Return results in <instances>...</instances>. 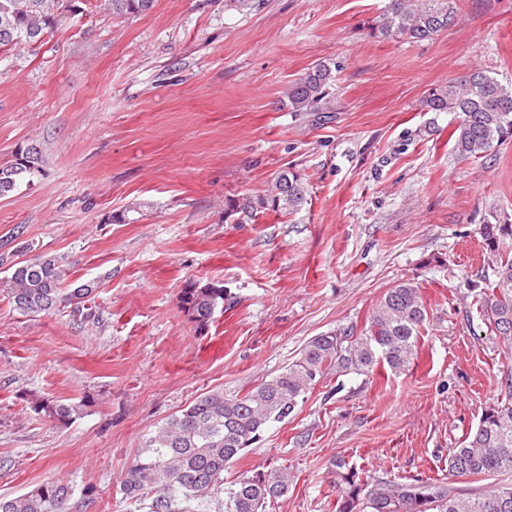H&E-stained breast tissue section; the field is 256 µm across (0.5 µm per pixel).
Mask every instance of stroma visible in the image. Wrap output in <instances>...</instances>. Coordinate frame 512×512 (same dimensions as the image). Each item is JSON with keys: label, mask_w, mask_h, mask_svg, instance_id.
<instances>
[{"label": "stroma", "mask_w": 512, "mask_h": 512, "mask_svg": "<svg viewBox=\"0 0 512 512\" xmlns=\"http://www.w3.org/2000/svg\"><path fill=\"white\" fill-rule=\"evenodd\" d=\"M387 3L155 0L0 56V165L20 145L43 156L33 185L0 198V278L62 258L69 284L97 281L101 316L24 317L0 296V496L60 478L72 512H129L117 486L145 434L211 389L260 385L315 336L362 333L406 281L428 310L408 370L325 373L225 482L282 467L288 494L266 512H336L333 457L439 478L485 409L512 403V353L470 287L495 261L482 225L512 224V141L461 160L453 115L421 109L475 68L512 82V0H454L457 23L421 42L371 36ZM320 62L337 67L331 111H290L288 85ZM289 169L299 210L238 211ZM192 279L229 297L202 333L178 304ZM34 394L87 406L60 425Z\"/></svg>", "instance_id": "stroma-1"}]
</instances>
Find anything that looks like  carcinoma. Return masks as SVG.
<instances>
[{"label": "carcinoma", "mask_w": 512, "mask_h": 512, "mask_svg": "<svg viewBox=\"0 0 512 512\" xmlns=\"http://www.w3.org/2000/svg\"><path fill=\"white\" fill-rule=\"evenodd\" d=\"M94 2V9L112 15H142L155 0H76ZM66 0H0V53L34 51L70 16ZM453 0H389L380 19L370 28L373 37L427 40L456 21ZM336 68L320 62L288 85L285 97L293 112H330V90ZM425 112H452L458 116L453 131L454 152L463 160L479 159L512 138V83L503 84L487 71L469 73L433 87L421 101ZM42 175V156L30 164L16 161L0 166V198L32 183ZM302 177L281 173L268 194L245 198L236 205L251 215L258 211L290 213L305 202ZM484 244L498 253L495 279L470 285L485 324L500 343L512 351V256L498 252L512 239V224H485ZM0 279L14 310L25 316L72 306L84 321L96 316L83 313L95 283L67 287L68 269L55 258L32 259L12 265ZM222 291L199 286L179 298L180 307L195 320L212 321L224 310ZM428 311L418 286L403 282L388 289L368 319L364 332L353 338L345 333L314 337L301 357L281 373L246 392L210 390L192 401L180 414L168 418L149 434L142 449L120 481L122 501L147 512H192L190 502H207L225 492L224 512H266L272 502L288 494L289 475L283 469H253L224 488V470L241 458L263 433L293 416L308 392L331 367L369 371L378 365L394 373L409 368L417 356L419 337ZM31 407L49 421L70 422L86 408L85 401L34 395ZM512 472V405L504 404L482 414L476 428L460 447L448 455V480L396 481L371 479L342 456L330 462L332 483L338 490L336 512H512V483L468 492L456 486L461 479ZM75 488L56 479L39 484L17 497L0 496V512H70Z\"/></svg>", "instance_id": "cac0c4a2"}]
</instances>
